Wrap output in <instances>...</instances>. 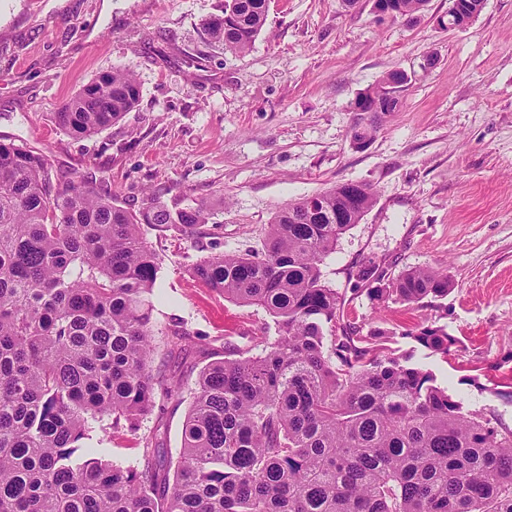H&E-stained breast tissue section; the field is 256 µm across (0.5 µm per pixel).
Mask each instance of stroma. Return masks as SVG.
Wrapping results in <instances>:
<instances>
[{
    "label": "stroma",
    "instance_id": "1",
    "mask_svg": "<svg viewBox=\"0 0 512 512\" xmlns=\"http://www.w3.org/2000/svg\"><path fill=\"white\" fill-rule=\"evenodd\" d=\"M104 1L0 0V135L106 182L122 205L139 208L154 189L209 204L212 221L190 236L149 231L163 259L150 368L164 389L137 432L99 422L87 447L132 465L154 433L178 455L201 368L271 324L192 266L257 246L276 211L344 182L376 194L322 267L346 320L394 331L393 348L413 352L464 412L512 430V0H486L463 30L437 23L449 0L410 21L378 16L374 0H269L242 55L203 38L224 0H108L107 15ZM115 68L136 76L137 107L98 135L67 134L54 112ZM394 69L411 77L399 110L354 111ZM369 263L393 276L433 267L451 287L429 305L379 301L349 276ZM176 322L187 337L173 351ZM427 325L457 338L447 356L405 339Z\"/></svg>",
    "mask_w": 512,
    "mask_h": 512
}]
</instances>
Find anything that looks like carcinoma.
Segmentation results:
<instances>
[{
    "mask_svg": "<svg viewBox=\"0 0 512 512\" xmlns=\"http://www.w3.org/2000/svg\"><path fill=\"white\" fill-rule=\"evenodd\" d=\"M425 0H386L412 15ZM268 0H228L206 37L248 52ZM366 91L363 112L379 107ZM136 77L114 68L55 113L75 138L135 108ZM375 204L346 183L275 213L261 247L215 254L194 276L274 323L261 350L229 346L199 372L178 458L157 437L120 466L84 447L91 424L138 430L155 402L151 297L161 259L146 227L207 224L200 203L150 196L132 210L93 177L58 175L47 155L0 139V512H512V430L463 411L435 375L352 336L322 266ZM407 304L448 295V276L414 268L354 273ZM402 337L448 355L440 327Z\"/></svg>",
    "mask_w": 512,
    "mask_h": 512,
    "instance_id": "obj_1",
    "label": "carcinoma"
}]
</instances>
